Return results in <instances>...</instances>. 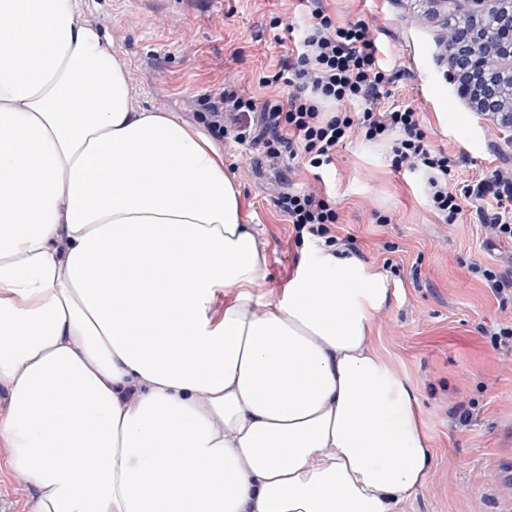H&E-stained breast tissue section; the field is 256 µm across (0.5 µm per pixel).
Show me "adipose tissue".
Returning <instances> with one entry per match:
<instances>
[{
    "label": "adipose tissue",
    "instance_id": "adipose-tissue-1",
    "mask_svg": "<svg viewBox=\"0 0 512 512\" xmlns=\"http://www.w3.org/2000/svg\"><path fill=\"white\" fill-rule=\"evenodd\" d=\"M199 131L136 109L78 0H0V447L29 512H398L430 452L326 250L281 295ZM228 300L221 317L211 305Z\"/></svg>",
    "mask_w": 512,
    "mask_h": 512
}]
</instances>
